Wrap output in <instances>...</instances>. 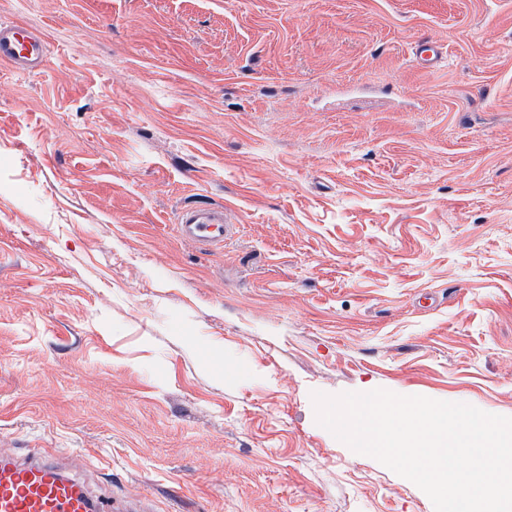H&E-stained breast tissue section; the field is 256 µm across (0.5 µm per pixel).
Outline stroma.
<instances>
[{
    "label": "stroma",
    "mask_w": 512,
    "mask_h": 512,
    "mask_svg": "<svg viewBox=\"0 0 512 512\" xmlns=\"http://www.w3.org/2000/svg\"><path fill=\"white\" fill-rule=\"evenodd\" d=\"M10 22L48 53L0 64V448L140 512H434L311 394L512 417V0H0ZM195 206L223 246L180 237ZM231 227V224H224L223 211L207 207L189 208L179 219V230L183 239L207 246L224 243Z\"/></svg>",
    "instance_id": "obj_1"
}]
</instances>
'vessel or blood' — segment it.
Here are the masks:
<instances>
[{
  "instance_id": "obj_1",
  "label": "vessel or blood",
  "mask_w": 512,
  "mask_h": 512,
  "mask_svg": "<svg viewBox=\"0 0 512 512\" xmlns=\"http://www.w3.org/2000/svg\"><path fill=\"white\" fill-rule=\"evenodd\" d=\"M46 63V39L19 23L0 24V64L35 74ZM183 239L218 245L230 233L223 212L207 207L185 210L179 219ZM0 512H105V504L84 484L36 454L0 450Z\"/></svg>"
}]
</instances>
